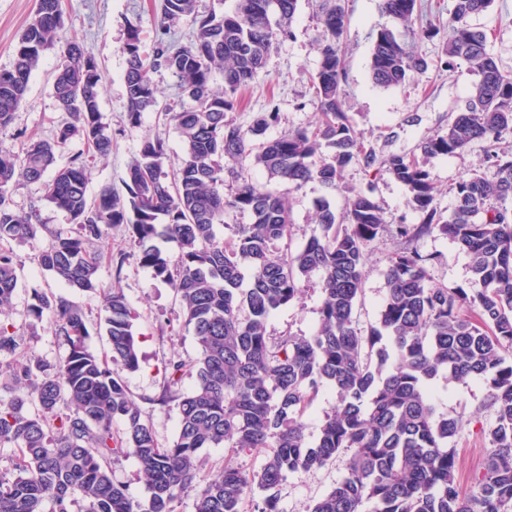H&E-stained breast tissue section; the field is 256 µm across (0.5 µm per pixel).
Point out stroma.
<instances>
[{
  "label": "stroma",
  "mask_w": 512,
  "mask_h": 512,
  "mask_svg": "<svg viewBox=\"0 0 512 512\" xmlns=\"http://www.w3.org/2000/svg\"><path fill=\"white\" fill-rule=\"evenodd\" d=\"M322 4L323 0H298L290 23V37L274 45L264 69L249 87L241 90L240 105L231 114L234 122L247 127L263 113H277V122L266 132L267 137L273 138L317 120L312 83L320 60ZM33 8L34 0H0V70L12 66L15 46ZM345 8L350 23L342 46L344 109L365 146L375 150L377 163L367 171L358 165H349L331 192L316 181L290 188L289 243L292 249H300L318 233L314 205L319 198L330 197L340 208L356 192L372 190L383 209L386 224L382 235L369 249L363 292L355 310L358 326L365 331L376 324L379 316L386 294L387 258L402 244L399 225L418 224L423 220L422 213L411 205L405 186L387 172L384 162L390 155L415 151L421 141L446 127L451 113L465 106L475 77L462 64L454 70H445L446 37L441 34L431 39L413 40L414 51L426 59L428 68L416 74L410 85L403 88L375 85L370 71L373 42L378 31L389 27L391 21L382 14L379 0H346ZM63 11L60 40L74 38L83 42L99 63L103 75L101 112L112 135L111 154L89 165V193H98L106 186L124 192L126 168L147 135L163 138L169 147V165H178L183 148L172 125L163 123L158 113L147 112L140 126L132 128L125 116V31L128 24L138 25L144 51H152L160 0H63ZM470 22L488 34V48L500 67L512 71V0H495L487 11L471 17ZM58 62L57 50L46 51L43 55L14 122L0 131V148L17 152L29 137L52 136L63 117L52 94V78ZM484 156V144L475 142L460 155L427 159L426 168L436 188L435 203L441 214L453 210L456 201L453 187L470 170L477 169L487 178H494L495 170L488 167ZM12 203L20 212L38 207L42 223L49 228L66 230L70 227L66 214L45 201L41 185L20 183L12 194ZM44 244V239L40 238L9 245L17 267L18 284L8 315L16 323L25 320L32 289L56 286L51 275L32 261ZM415 246L419 252L432 255L428 271L434 283L449 288L468 287L470 259L456 243L435 233L417 240ZM99 279L103 287L122 289L137 314L135 329L140 342L141 366L138 371L124 373L123 378L159 443L168 444L176 434V410L156 405L153 399L160 390L164 366L170 359L196 357L194 338L184 326L171 288L153 279L134 257L128 256L119 270L102 264ZM321 299L319 280L311 278L293 303L279 309L269 319L268 334L273 337L313 334L319 324ZM435 386L445 406L464 420L455 438L459 453L456 478L462 493L467 495L475 489L489 449L483 433L493 421L487 391L480 382L470 378H441ZM347 462V455L342 454L321 469L289 475L278 488L281 512H306L313 500L329 492L344 476Z\"/></svg>",
  "instance_id": "obj_1"
}]
</instances>
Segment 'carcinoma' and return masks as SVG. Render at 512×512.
Listing matches in <instances>:
<instances>
[{
    "instance_id": "carcinoma-1",
    "label": "carcinoma",
    "mask_w": 512,
    "mask_h": 512,
    "mask_svg": "<svg viewBox=\"0 0 512 512\" xmlns=\"http://www.w3.org/2000/svg\"><path fill=\"white\" fill-rule=\"evenodd\" d=\"M298 0H235L229 13H199L197 0H161L153 50L141 48V30L130 24L124 52L126 120L139 127L156 109L172 123L184 158L172 171L165 141L145 137L128 165L124 198L110 187L87 195L88 164L112 152L102 121V75L94 54L69 40L59 51L52 83L66 118L49 139L29 140L22 152L0 149V312L10 307L18 277L7 244L35 240L46 231L38 210L22 213L11 203L22 181L41 183L46 200L65 213L73 231H46L48 243L33 261L76 294L96 293L102 260L122 268L126 253L95 249L105 229L123 224L138 264L173 289L198 356L170 360L153 402L177 411L176 436L166 447L123 378L140 367L137 314L124 293L103 291L110 360L85 343V309L50 290L32 289L29 322L18 328L0 321V447L18 451L12 468L0 471V512H174V503L195 491V512H280L277 488L292 473L320 469L349 453L346 473L309 512H509L512 509V151L499 147L512 128V73L487 50L488 35L469 19L494 0H453L448 10L446 66L463 62L477 76L465 108L423 140L419 154H396L386 170L424 214L402 224L403 246L388 258L386 295L367 334L354 312L362 292L368 247L385 228L373 196L358 192L338 216L322 197L315 209L320 232L297 251H276L292 222L288 196L248 177L252 166L299 186L315 180L333 189L351 163L376 162L344 110L343 37L349 25L344 0H325L324 39L313 88L319 121L312 127L266 137L278 113L266 112L248 128L226 119L238 92L262 69L272 45L291 35ZM393 27L378 32L371 76L384 88L404 87L427 68L408 41L422 33L415 23L421 0H380ZM191 26L187 44L172 42L171 28ZM63 26L61 0H38L23 30L11 69L0 70V130L8 128L25 100L33 71L53 48ZM164 69L177 81L178 100L160 104L151 74ZM223 85L214 87L216 75ZM87 144L69 164L57 166V149L72 138ZM475 141L486 144L490 180L472 170L456 182V206L443 219L435 186L423 160L454 156ZM246 224H227L230 214ZM224 226V236L216 227ZM438 232L470 258L468 288L430 280L427 263L411 243ZM177 246L171 253L165 244ZM320 274V322L310 336L273 340L267 322L294 301L302 280ZM50 325L66 356L49 361L26 351L25 337ZM193 389H180L186 375ZM474 377L487 389L495 423L491 452L477 491L460 494L455 482L454 439L462 418L440 407L434 382ZM323 386L337 406L324 416L315 442L306 441L302 416ZM123 424L120 432L112 423ZM224 447L229 455L262 452L260 469L246 472L227 462L201 475L199 452ZM136 458L148 497L141 501L112 480V462ZM262 493L254 501V491Z\"/></svg>"
}]
</instances>
